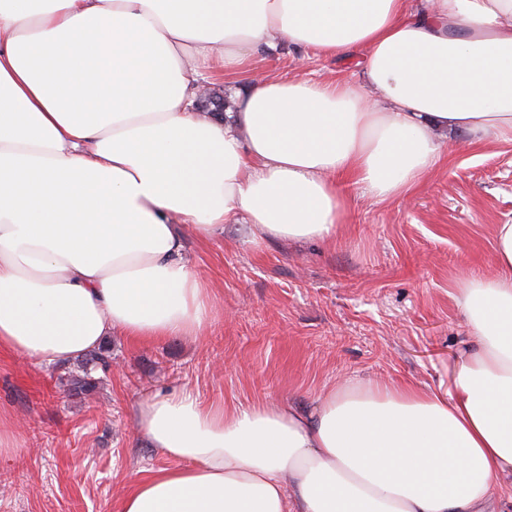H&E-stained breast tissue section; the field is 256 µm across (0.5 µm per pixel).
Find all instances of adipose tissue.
Instances as JSON below:
<instances>
[{"label": "adipose tissue", "mask_w": 512, "mask_h": 512, "mask_svg": "<svg viewBox=\"0 0 512 512\" xmlns=\"http://www.w3.org/2000/svg\"><path fill=\"white\" fill-rule=\"evenodd\" d=\"M357 80L253 78L218 118L202 68L275 44ZM468 135L512 144V0H0V350L64 364L111 337L202 336L184 236L334 242L350 203L402 198ZM457 302L475 344L448 388L341 382L305 409L143 397L174 465L119 512H494L512 475V224Z\"/></svg>", "instance_id": "ef3b65f1"}]
</instances>
